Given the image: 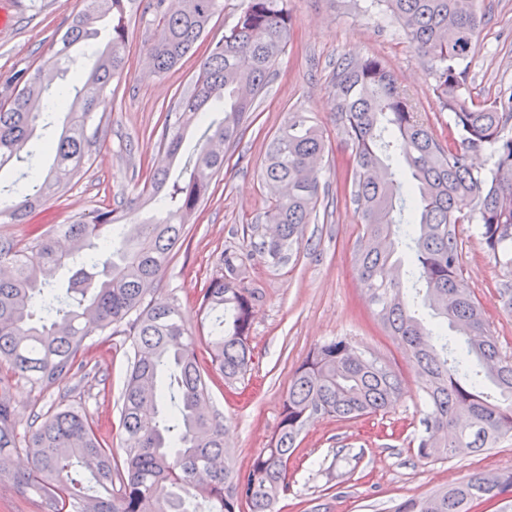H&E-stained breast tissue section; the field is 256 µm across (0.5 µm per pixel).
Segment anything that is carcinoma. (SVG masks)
<instances>
[{"mask_svg":"<svg viewBox=\"0 0 512 512\" xmlns=\"http://www.w3.org/2000/svg\"><path fill=\"white\" fill-rule=\"evenodd\" d=\"M61 37L57 60L96 39L92 24L112 17L107 43L86 55L88 72L73 87L53 84L56 64L0 103V172L26 161L38 124L65 114L48 145L51 166L28 168L24 182L0 189V221L27 224L44 202L81 176L90 159L89 129L112 104V81L126 66L127 0H86ZM385 7L433 75L434 93L450 114L443 142L420 122L409 98L377 58L346 60L336 71V116L351 145V198L364 232L355 261L374 317L415 360L429 407L424 459L480 452L512 437V359L502 355L481 306L462 277L459 226L479 225L496 262L512 270V89L479 100L468 89L478 0H368ZM223 0H156L158 35L148 52L166 73L196 50ZM291 38L284 0H245L224 38L205 50L199 72L165 120V157L143 188L156 214L124 224L140 198L59 224V249L39 228L26 242L0 240V370L41 389L83 366L87 341L121 330L131 339L120 422L123 477L112 493V449L84 411L58 407L18 438L7 384L0 377V478L39 497L41 512H273L288 489V460L317 415L356 419L387 408L400 377L375 357L353 358L344 339L315 346L296 369L281 420L267 448L242 474L228 462L224 424L209 381L235 382L251 370L250 331L261 292L244 282V255L224 251L201 290L200 324L181 306L147 300L186 223L209 198L240 139L255 97L270 81ZM205 125L184 173L171 179L186 131ZM487 151L488 169L473 163ZM323 131L304 112L288 113L267 145L261 178L271 196L264 212L275 232L258 252L277 266L303 240L321 195ZM70 272L57 286L59 270ZM25 443L29 467L13 471ZM512 494V472L474 473L436 494L409 498L394 512H470L473 501Z\"/></svg>","mask_w":512,"mask_h":512,"instance_id":"cac0c4a2","label":"carcinoma"}]
</instances>
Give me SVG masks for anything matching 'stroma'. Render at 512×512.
Here are the masks:
<instances>
[{
    "label": "stroma",
    "instance_id": "obj_1",
    "mask_svg": "<svg viewBox=\"0 0 512 512\" xmlns=\"http://www.w3.org/2000/svg\"><path fill=\"white\" fill-rule=\"evenodd\" d=\"M150 3L130 0L127 62L123 76L112 83V107L98 126L87 172L46 202L45 228L69 223L72 199H80L89 215L141 192L161 152L165 116L198 73L197 54L166 73L153 72L147 49L157 30ZM85 7V0H0L7 17L0 25V102L15 95L20 80L53 61L58 39ZM286 9L292 27L286 51L150 298L156 304L179 303L197 320L199 292L218 270L223 251L253 255L266 233L269 192L260 178L266 144L289 113H308L325 133L322 167L329 191L288 261L270 266L253 256L243 270L246 282L263 294L252 320L253 366L237 383L210 387L231 439V463L239 472L249 470L277 428L296 369L317 344L344 338L396 372L401 393L376 414L351 420L316 416L289 462L288 490L275 512H393L405 499L430 495L471 474L512 471V438L449 459L418 456L428 416L422 381L402 347L374 319L355 269L362 226L348 196L351 149L336 124L334 72L345 59H380L421 120L444 139L450 116L440 109L428 66L390 16L367 10L366 0H286ZM478 18L468 86L483 100L512 87V0H481ZM460 239L464 281L485 310L502 354L512 357V312L502 299L503 288L512 285V270L488 254L475 225H463ZM130 355L131 340L119 332L94 342L82 371L58 388L42 390L13 379L9 399L18 433L26 434L51 408L74 407L102 423L114 462L123 464L120 396Z\"/></svg>",
    "mask_w": 512,
    "mask_h": 512
}]
</instances>
